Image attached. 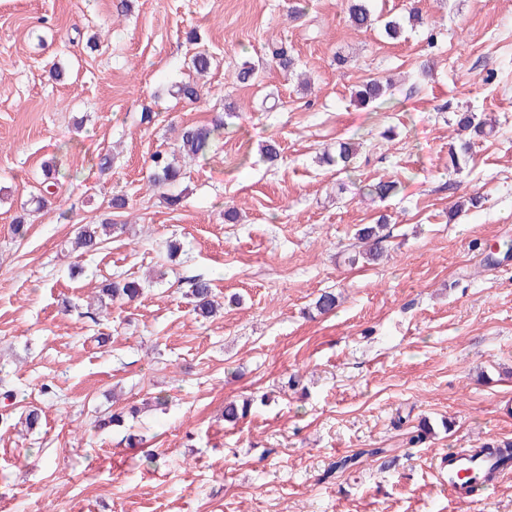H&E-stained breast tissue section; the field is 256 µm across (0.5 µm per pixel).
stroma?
<instances>
[{"mask_svg": "<svg viewBox=\"0 0 512 512\" xmlns=\"http://www.w3.org/2000/svg\"><path fill=\"white\" fill-rule=\"evenodd\" d=\"M292 5L0 0V394L14 393L0 415L42 411L36 430L0 429V512H512V476L467 498L439 479L449 449L512 439V0H374L384 18L420 9L397 40L351 26L342 0ZM280 39L311 89L276 68L233 82ZM197 51L213 66L190 103L176 87ZM386 79L388 104L354 101ZM464 109L497 126L456 171ZM222 117L168 207L151 154ZM351 138L350 171L324 162ZM46 163L62 186L38 210ZM380 180L397 193L360 197ZM382 216L386 257L349 264L357 230ZM106 219L123 232L72 251L77 225ZM118 275L142 295L88 317ZM195 277L222 305L214 318L192 311ZM326 291L339 305L322 315ZM233 399L253 405L229 423ZM132 406L137 419L97 428ZM423 420L431 434L409 445Z\"/></svg>", "mask_w": 512, "mask_h": 512, "instance_id": "stroma-1", "label": "stroma"}]
</instances>
